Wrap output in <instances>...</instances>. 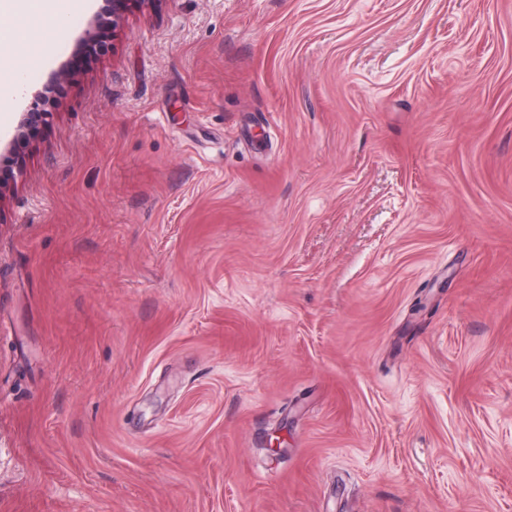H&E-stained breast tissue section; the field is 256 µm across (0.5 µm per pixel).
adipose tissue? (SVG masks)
<instances>
[{"label": "adipose tissue", "instance_id": "obj_1", "mask_svg": "<svg viewBox=\"0 0 512 512\" xmlns=\"http://www.w3.org/2000/svg\"><path fill=\"white\" fill-rule=\"evenodd\" d=\"M88 0H0V65H9L12 79L0 82V106L10 104L21 89L22 76L35 66L46 47L62 34L69 13ZM40 17L45 29L34 33L22 25L25 17Z\"/></svg>", "mask_w": 512, "mask_h": 512}]
</instances>
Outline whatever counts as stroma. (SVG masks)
<instances>
[{
    "label": "stroma",
    "instance_id": "stroma-1",
    "mask_svg": "<svg viewBox=\"0 0 512 512\" xmlns=\"http://www.w3.org/2000/svg\"><path fill=\"white\" fill-rule=\"evenodd\" d=\"M64 32L0 200V512H512V0H156ZM156 0H105L106 8L94 19V24L86 36V41L92 43L95 49L102 51L105 44L101 40V33L105 28L112 27V34L116 35L126 17L133 11H143L155 3ZM59 87H48L44 91L37 93L30 104L27 112H23L17 126V136L15 143L2 153L0 163V200L4 198L6 192L10 191L16 181L15 170L19 164V153L16 150V143L26 142L34 137L40 127L44 125L52 112L51 107L57 101Z\"/></svg>",
    "mask_w": 512,
    "mask_h": 512
}]
</instances>
